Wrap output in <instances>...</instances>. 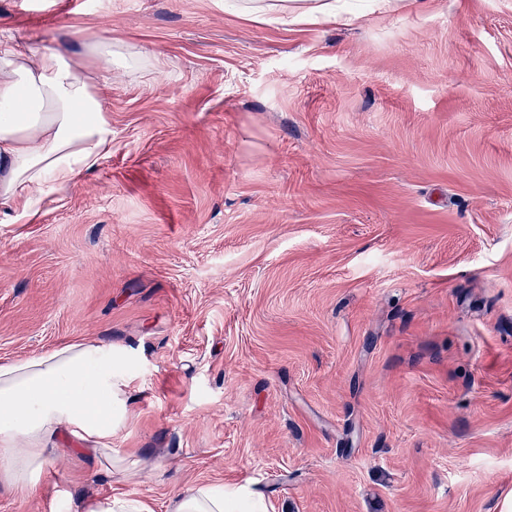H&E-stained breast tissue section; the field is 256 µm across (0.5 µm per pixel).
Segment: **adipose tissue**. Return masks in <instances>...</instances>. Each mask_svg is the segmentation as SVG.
Here are the masks:
<instances>
[{
    "label": "adipose tissue",
    "instance_id": "ef3b65f1",
    "mask_svg": "<svg viewBox=\"0 0 512 512\" xmlns=\"http://www.w3.org/2000/svg\"><path fill=\"white\" fill-rule=\"evenodd\" d=\"M240 14L294 22L352 19V0H240ZM112 148V126L85 69L66 47L19 41L0 52V206L9 223L31 220L39 195L60 190ZM136 364L123 349L79 338L38 356L0 362V483L39 484L61 442L93 455L117 480L131 472L112 443L134 415ZM169 512H268L247 486L195 485Z\"/></svg>",
    "mask_w": 512,
    "mask_h": 512
}]
</instances>
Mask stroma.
<instances>
[{
	"label": "stroma",
	"mask_w": 512,
	"mask_h": 512,
	"mask_svg": "<svg viewBox=\"0 0 512 512\" xmlns=\"http://www.w3.org/2000/svg\"><path fill=\"white\" fill-rule=\"evenodd\" d=\"M348 22L224 0H0L90 68L112 148L0 223V361L128 347L111 479L67 448L0 512L194 484L269 512H512V0ZM120 41L136 64L97 68Z\"/></svg>",
	"instance_id": "35a3bbf8"
}]
</instances>
